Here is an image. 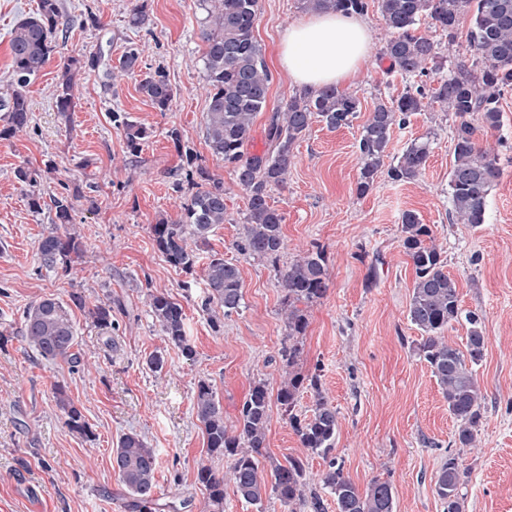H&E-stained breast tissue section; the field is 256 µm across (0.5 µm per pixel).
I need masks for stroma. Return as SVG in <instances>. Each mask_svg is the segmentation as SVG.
<instances>
[{"label": "stroma", "mask_w": 512, "mask_h": 512, "mask_svg": "<svg viewBox=\"0 0 512 512\" xmlns=\"http://www.w3.org/2000/svg\"><path fill=\"white\" fill-rule=\"evenodd\" d=\"M37 2L0 0V93L11 82L10 32ZM135 2L61 0L68 28L57 33L56 53L26 89L30 127L0 140V512H129L112 450L131 432L156 452L161 502H186L185 512H213L197 468L205 464L223 473L230 461L207 453L193 409L197 383L213 386L230 426L253 382L278 389V351L287 331L277 272L306 250L324 253L328 290L306 309L300 371L319 374L338 411L335 447L327 457L306 451L275 402L269 454L282 463L306 458L308 490L321 492V477L334 461L359 490L377 479L389 482L396 512H442L435 480L455 447L456 424L419 354L421 333L407 317L415 273L400 222L408 210L431 228L449 275L459 283L462 309L480 316L487 338L477 369L485 395L479 445L458 449L470 471L466 512H512V91L500 100V129H483L481 114L470 117L502 168L487 197L484 224L451 219L448 172L456 118L436 104L394 128L389 145L396 158L412 140L428 138L422 174L396 182L382 171L367 195H357L361 128L377 102L397 98L407 85L380 56L386 25L370 0L363 17L371 54L347 85L362 110L351 126L337 130L313 123L296 143L287 182L269 199L285 217V248L275 262L247 259L235 247L243 235L245 194L204 135L208 99L195 0H145L148 21L140 29L127 23ZM303 16L299 0H259L255 35L271 84L250 134V152L264 151L271 113L299 91L279 67L277 49L284 31ZM129 41L142 46L144 67L167 72L175 91L170 109H155L136 79L107 88L101 71L86 70L77 78L72 122L64 124L55 107L64 60L101 49L114 63ZM116 111L149 129L141 151L127 148L112 121ZM174 127L224 183L225 221L188 270L163 260L152 233L159 219L176 218L183 201L173 190L185 162L167 135ZM20 167L37 173L35 184L16 179ZM64 182L87 189L96 204L82 201L75 209L83 254L47 271L39 266L37 241L53 227L48 204ZM34 194L41 209L30 205ZM215 252L238 264L243 280L242 308L218 331L201 307L203 270ZM75 288L90 305L111 298L116 328L104 337L83 310H74L80 362L48 363L21 336L23 311L50 294L67 298ZM156 291L182 305L193 358L169 345L153 323L147 296ZM153 353L163 357L162 371L147 367ZM57 382L80 409L87 433L65 425L52 391Z\"/></svg>", "instance_id": "obj_1"}]
</instances>
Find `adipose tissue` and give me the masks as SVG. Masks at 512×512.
Segmentation results:
<instances>
[{"label": "adipose tissue", "mask_w": 512, "mask_h": 512, "mask_svg": "<svg viewBox=\"0 0 512 512\" xmlns=\"http://www.w3.org/2000/svg\"><path fill=\"white\" fill-rule=\"evenodd\" d=\"M371 44L370 29L359 15L315 12L284 32L279 61L296 85L338 86L359 70Z\"/></svg>", "instance_id": "obj_1"}]
</instances>
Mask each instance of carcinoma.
Segmentation results:
<instances>
[{"label": "carcinoma", "mask_w": 512, "mask_h": 512, "mask_svg": "<svg viewBox=\"0 0 512 512\" xmlns=\"http://www.w3.org/2000/svg\"><path fill=\"white\" fill-rule=\"evenodd\" d=\"M205 13L202 53L207 83L208 109L205 118L206 141L212 155L231 169L237 185L246 196L244 237L236 244L240 254L275 261L284 248L283 213L269 205V192L286 184L294 164L293 145L311 125L321 122L339 129L351 125L360 112V100L351 91L336 86L304 92L288 100L281 112H274L265 129L269 149L262 153L248 151L254 120L267 103L271 74L266 66L265 52L255 36L259 0H197ZM387 28L381 55L390 62L389 70L404 77L438 76V87L427 91L424 84L401 94L392 103L383 101L374 106L362 126L358 140L359 177L356 193L368 194L384 166L393 127L406 123L409 115L421 112L425 100L436 102L444 112L454 114L458 122L453 134L452 164L448 188L452 218L459 224L479 225L485 221L487 196L502 175L498 156L482 147L476 137L477 128L469 120L479 112L491 130L503 124L499 106L504 92L512 89V0H374ZM306 12L355 11L367 9L366 0H300ZM471 15L467 43L472 57L484 64L475 73L464 62L455 64V71L443 75L444 63L456 53L457 30L462 16ZM426 21L447 38L436 42L417 33ZM65 19L59 0H39L35 12L21 20L11 31L9 46L13 82L10 92L0 96V110L5 112L0 139H10L27 131L31 108L24 88L42 71L57 44L53 38ZM143 50L127 42L115 69L103 72L104 86H112L116 74L140 77L139 90L160 112L170 109L174 89L165 71L142 70ZM100 59L91 54L84 58L69 57L63 63L56 89V109L64 122H69L74 99L76 74L83 68H96ZM127 147L136 152L149 138L142 125L120 119ZM429 157V140H413L388 170L394 181H410L421 174ZM173 189L184 195L181 213L175 220L161 219L152 225L158 251L174 267L190 269L194 264L191 244H207L208 235L224 223V182L215 178L197 159L188 161L183 177ZM81 198L79 190L61 192L51 198L55 210L54 228L38 241L40 267L52 271L67 262L71 255L82 252L78 235L69 232L73 223L74 202ZM402 246L414 270L415 282L408 309V318L422 333L419 351L448 403V413L457 425V440L462 448H472L484 414L485 396L476 377L486 346L481 321L473 312H463L458 282L446 270L442 253L434 243L432 230L421 223L413 211L401 216ZM206 296L202 307L209 322L220 329L221 316L240 311L242 275L240 268L215 253L204 269ZM278 282L285 293L284 323L288 342L279 350L285 378L277 390V401L288 415V421L301 447L328 454L334 448L338 427L337 410L329 404L321 389L319 376H301L296 371L300 357V340L308 321L300 305L318 301L327 290V264L324 254L307 251L279 271ZM86 308L80 292L69 294V301L52 295L26 307L23 312L21 336L38 355L56 362H78L73 352L76 330L72 307ZM149 313L165 340L178 348L188 359L195 351L184 329L185 313L180 303L168 294H150ZM93 325L104 334L112 333V300L106 299L88 310ZM467 324L466 343L459 347L444 333L460 321ZM313 391L311 416L301 420L293 414L299 388L303 381ZM54 398L73 431H87L81 411L74 405L64 387L54 386ZM271 392L266 382L250 387L242 405L237 424L227 427L224 407L213 386L200 381L194 396L197 420L207 439L211 456L232 459L230 482L236 495L257 505L274 495L288 512L311 505L313 512H322L318 495L306 496V459L292 457L286 464L270 460L272 482L264 477L263 461L269 460L266 448L270 423ZM112 467L129 497L131 512H176V504L159 503L155 473L157 458L154 449L136 433L123 435L113 452ZM468 470L459 455L448 453V461L439 470L435 492L442 512H465ZM197 480L208 492L212 505L224 504V476L210 466L197 470ZM323 488L336 501L337 512H396L390 483L374 482L362 492L343 469L332 461L321 477Z\"/></svg>", "instance_id": "carcinoma-1"}]
</instances>
